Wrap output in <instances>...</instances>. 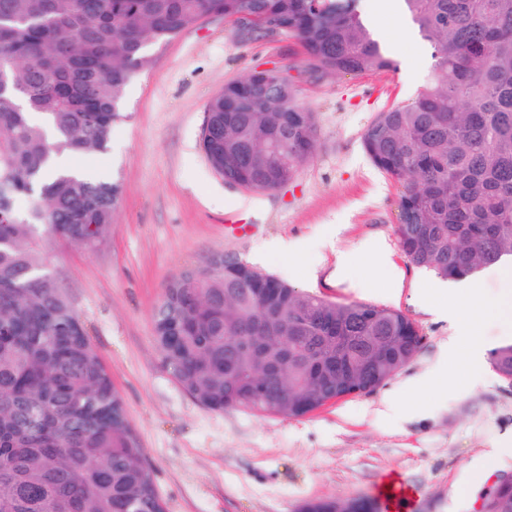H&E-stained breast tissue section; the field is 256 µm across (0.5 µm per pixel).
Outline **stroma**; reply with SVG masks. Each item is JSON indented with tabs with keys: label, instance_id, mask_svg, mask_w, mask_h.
Segmentation results:
<instances>
[{
	"label": "stroma",
	"instance_id": "stroma-1",
	"mask_svg": "<svg viewBox=\"0 0 512 512\" xmlns=\"http://www.w3.org/2000/svg\"><path fill=\"white\" fill-rule=\"evenodd\" d=\"M364 19L396 67L336 75L313 70L291 37L247 39L220 15L156 47L155 62L127 87L128 118L112 131L111 153L92 166L111 170L122 198L101 245L87 251L43 235L40 251L67 288L154 473L165 512H298L314 498L378 500L387 477L414 498L412 512H477L490 488L512 476V457L493 452L512 436V385L492 367L482 384L420 390L409 379L435 372L452 330L423 297L441 279L401 252L400 182L377 168L362 135L378 112L414 98L433 59L403 11ZM288 72L299 102L314 112L318 147L297 179L266 192L228 184L201 148L208 104L225 83L251 70ZM249 226L240 235L235 225ZM382 239L400 271L391 284L363 250ZM280 241L290 253L274 251ZM214 252L326 300L402 312L419 328V354L373 393L349 396L300 418L214 412L174 381L161 362L152 314L164 282ZM350 276L337 278L336 256ZM398 412L374 414L384 397ZM485 472L457 489L472 466Z\"/></svg>",
	"mask_w": 512,
	"mask_h": 512
}]
</instances>
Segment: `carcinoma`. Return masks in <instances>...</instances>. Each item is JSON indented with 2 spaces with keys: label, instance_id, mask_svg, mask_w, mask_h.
<instances>
[{
  "label": "carcinoma",
  "instance_id": "1",
  "mask_svg": "<svg viewBox=\"0 0 512 512\" xmlns=\"http://www.w3.org/2000/svg\"><path fill=\"white\" fill-rule=\"evenodd\" d=\"M401 2L433 63L412 100L377 113L363 146L403 182L408 261L463 279L512 259V0ZM206 12L295 37L327 73L394 68L358 0H0V512H165L38 241L47 230L87 251L103 242L121 184L110 173L53 177L50 165L106 155L152 48ZM210 112L204 154L247 190L294 181L316 151L314 113L271 71L225 84ZM153 325L164 364L201 405L290 418L354 387L374 392L424 341L400 311L328 301L219 252L166 282ZM240 332L260 349L238 347ZM489 360L512 383V342Z\"/></svg>",
  "mask_w": 512,
  "mask_h": 512
}]
</instances>
